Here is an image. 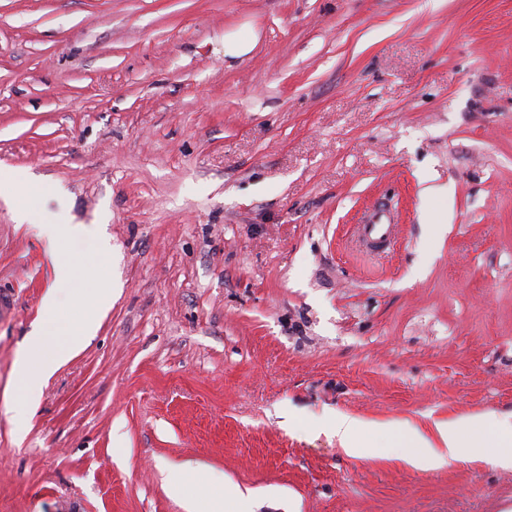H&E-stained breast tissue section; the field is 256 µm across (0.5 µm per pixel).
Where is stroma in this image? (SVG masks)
Instances as JSON below:
<instances>
[{
  "label": "stroma",
  "mask_w": 512,
  "mask_h": 512,
  "mask_svg": "<svg viewBox=\"0 0 512 512\" xmlns=\"http://www.w3.org/2000/svg\"><path fill=\"white\" fill-rule=\"evenodd\" d=\"M16 173L82 227L65 283ZM98 275L95 336L0 416V512H209L186 461L252 512H512V471L288 424L512 414V0H0V413L45 293L82 322ZM392 224H361L356 230V240L360 247L367 251L372 250L371 246H382L387 243L392 235ZM321 423L325 424L331 435L336 436L349 455L358 458H371L377 454L370 436L379 424L343 413L329 414ZM166 485L171 493L178 492L188 482L197 483L210 492L211 508L209 512H246L241 509V502L247 498L239 491L224 486V479L202 465H171L166 468Z\"/></svg>",
  "instance_id": "stroma-1"
}]
</instances>
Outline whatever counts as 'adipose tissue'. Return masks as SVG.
Segmentation results:
<instances>
[{
  "mask_svg": "<svg viewBox=\"0 0 512 512\" xmlns=\"http://www.w3.org/2000/svg\"><path fill=\"white\" fill-rule=\"evenodd\" d=\"M14 181L17 221L29 224L50 249H57L63 238L79 233V225L61 224L56 218L30 210L26 197L34 182L29 176L20 174ZM60 309L61 300L57 292L48 290L42 300V317L18 359L24 396L20 401L7 404L1 413L16 428L27 426L32 404L43 381L77 354L85 339L97 330L96 320L89 319L71 324L65 336H58L52 324L56 322ZM324 424L349 455L358 458L375 456L376 449L370 439L374 423L343 413H332L325 417ZM392 451L396 458L417 470L438 469L466 458H477L493 468L509 470L512 469V419L486 413L439 422L430 437L409 428L399 436ZM166 472V485L170 492H178L184 484L193 482L209 491L210 512H242L243 494L226 487L207 467L171 465Z\"/></svg>",
  "mask_w": 512,
  "mask_h": 512,
  "instance_id": "obj_1",
  "label": "adipose tissue"
}]
</instances>
